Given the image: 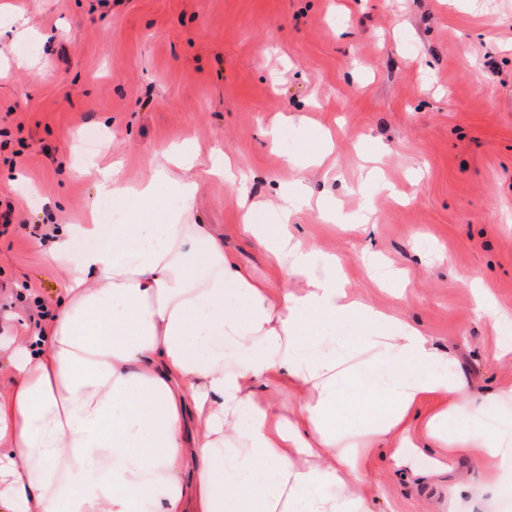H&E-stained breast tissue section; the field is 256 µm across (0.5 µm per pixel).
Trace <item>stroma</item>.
<instances>
[{"label": "stroma", "mask_w": 512, "mask_h": 512, "mask_svg": "<svg viewBox=\"0 0 512 512\" xmlns=\"http://www.w3.org/2000/svg\"><path fill=\"white\" fill-rule=\"evenodd\" d=\"M89 140L95 164L119 161L131 185L193 145L188 209L258 279L270 268L237 230L240 197L301 189L304 243L336 255L354 298L423 331L489 397L488 426L512 425V397L493 398L512 387V356L498 357L473 296L483 288L512 316V0H0V305L19 296L0 308V391L14 377L6 345L35 330L34 299L51 311L63 294L38 239L44 225L85 223ZM215 147L253 180L210 175ZM372 164L382 176L368 182ZM372 252L404 295L371 277ZM337 438L374 450L368 512H512L484 465L404 475L355 423Z\"/></svg>", "instance_id": "stroma-1"}]
</instances>
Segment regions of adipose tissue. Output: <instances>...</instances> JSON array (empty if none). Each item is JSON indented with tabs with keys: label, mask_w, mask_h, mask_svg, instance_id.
I'll use <instances>...</instances> for the list:
<instances>
[{
	"label": "adipose tissue",
	"mask_w": 512,
	"mask_h": 512,
	"mask_svg": "<svg viewBox=\"0 0 512 512\" xmlns=\"http://www.w3.org/2000/svg\"><path fill=\"white\" fill-rule=\"evenodd\" d=\"M194 160L174 147L135 186L97 168L98 195L126 201L131 222L55 232L44 257L64 270V295L13 347L0 392V512H366L368 451L336 445L352 416L373 417L397 469L413 470L422 437L435 469L512 470V439L480 421L484 402L420 330L348 298L335 259L295 241L288 205L263 224L266 203L242 204L238 230L294 291L188 221ZM78 239L91 246L76 256ZM260 385L295 395L291 415Z\"/></svg>",
	"instance_id": "1"
}]
</instances>
